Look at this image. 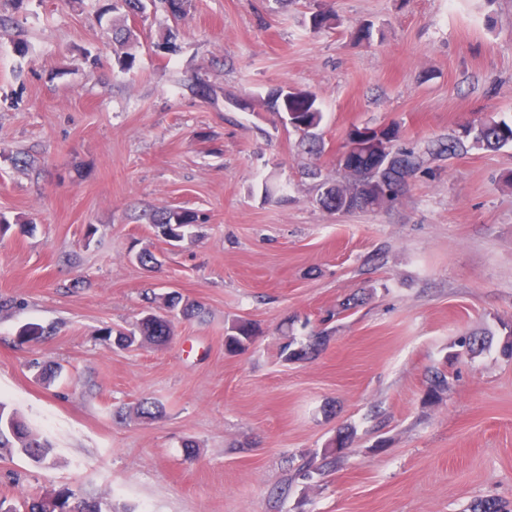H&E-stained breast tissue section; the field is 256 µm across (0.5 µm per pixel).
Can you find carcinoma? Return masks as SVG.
<instances>
[{
  "mask_svg": "<svg viewBox=\"0 0 512 512\" xmlns=\"http://www.w3.org/2000/svg\"><path fill=\"white\" fill-rule=\"evenodd\" d=\"M163 4L167 14L175 20L184 19L192 8V0H110L103 6V11L116 14L112 19V42L115 44V63L120 70L132 68L140 48L137 34L126 24V16L141 15L155 3ZM339 25L335 14L322 8L310 13V29L314 32L330 31ZM268 110L292 123V129L299 136L298 146L315 158L321 153V141L318 130L324 115L319 97L313 92L286 91L278 88L268 96ZM381 134L391 145V151L377 160L368 153L367 144L376 134ZM512 145V117H490L478 126H465L462 131L446 139L431 140L423 152L400 143V130L396 124L387 125L380 130L368 127H356L348 133L344 150L349 154L352 165L347 167V174L341 180L321 179V170L310 166L306 175L320 180L319 186L330 187L331 197L323 209L334 212L344 206V198L350 184L357 181V175L363 169L377 166L385 170L389 187L393 190L392 199H397L409 187L410 182L421 170L426 158L455 156L469 148H501ZM148 224L156 237L167 239L174 231L182 237H192L208 222V216L201 210L182 208H163L147 215ZM148 307L164 310L154 314L152 319L137 320L133 329L118 332L112 328L103 331V341L111 344L119 341V346L128 347L135 343L142 345H161L169 340L173 333V319L198 317L202 308L196 302L180 294L173 296L166 293H151L145 297ZM254 339L251 324L245 320H236L227 328L224 347L230 352L242 350ZM326 337L318 331L308 337L304 343L293 338L280 347V357L287 362H301L313 358L319 351ZM457 351L452 356L463 354L473 356L488 349L490 342L473 334L463 335L453 343ZM448 389L446 373L438 368L428 379L425 401H435ZM354 430H343L329 439L321 449L308 457L298 467V473L305 479L313 475H322L331 471L343 458L345 451L354 441ZM54 448L51 443L33 431L7 404L0 401V453L18 454L36 465H48L53 462ZM6 500L0 499V512H112L105 503L80 497L70 488L54 492L24 496L19 504L5 506ZM471 512H512V505L496 498L476 501Z\"/></svg>",
  "mask_w": 512,
  "mask_h": 512,
  "instance_id": "cac0c4a2",
  "label": "carcinoma"
}]
</instances>
